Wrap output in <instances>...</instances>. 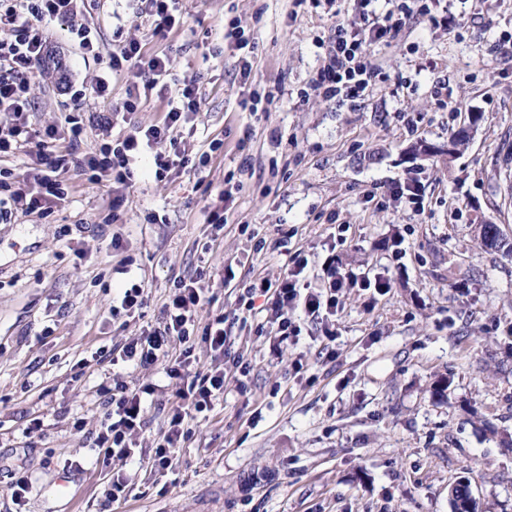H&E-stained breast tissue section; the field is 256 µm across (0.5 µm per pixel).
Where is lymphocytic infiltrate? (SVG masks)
<instances>
[{"label":"lymphocytic infiltrate","mask_w":512,"mask_h":512,"mask_svg":"<svg viewBox=\"0 0 512 512\" xmlns=\"http://www.w3.org/2000/svg\"><path fill=\"white\" fill-rule=\"evenodd\" d=\"M134 18L151 20L154 31L166 34L177 28L182 20L180 0H135ZM375 0H353L352 8L360 14L359 21L337 22L327 45L323 64L310 78L305 92L325 99L360 100L385 74L369 58L374 44L388 45L403 29L419 17L436 25L450 26L451 16L433 14L429 0H388L384 12H377ZM82 0H0V29L10 31V40L0 41V113L6 123L0 128V154L25 152L32 161L33 185L11 180L9 172L0 170V220L10 219L13 212H47L54 201L65 199L68 186L61 178L72 161V149L83 133L81 116H70L68 145L56 148L55 127L32 128L29 112L28 73L33 61L47 56V37L42 27L45 19L70 20L76 17ZM171 63L167 56H145L141 40L129 35L119 38L112 48L108 72L98 75L91 85L93 98L105 97L111 78L115 75L137 73L141 88H131L122 105L125 112H135L142 93L152 91L167 99V110L161 122L149 126L135 125L114 133L113 115L96 112L92 120L104 139L98 152L89 154L83 169L93 176L112 179V209L120 211L125 191L132 185L134 172L144 154H151L155 178H163L175 168L188 167L190 159L181 151L176 133L201 110V97L193 80H183L179 87L169 85ZM307 266L305 259H295L282 279H258L245 290L246 308H253L259 295L270 298L267 321L276 328L278 342H286L301 333L300 319L313 320L335 314L336 293L351 281V274L328 266L327 279L321 288L302 284ZM204 297L196 280L175 285L164 306V321L147 334L129 338L120 353L122 361L142 366L166 359L165 373L178 384L176 396L181 407L170 415L154 449V462L160 467L170 464L169 450L187 438L184 421L187 409L202 413L224 394V367L198 369L192 359L195 338H202L215 357H223L228 342L224 314L213 315L206 325H199L198 314ZM154 387L121 386L113 393L111 408L101 421L96 445L103 450V465H126L135 454V434L142 431L144 399L153 395Z\"/></svg>","instance_id":"f902f5d3"}]
</instances>
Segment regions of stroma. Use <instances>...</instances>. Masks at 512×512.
Returning <instances> with one entry per match:
<instances>
[{"mask_svg": "<svg viewBox=\"0 0 512 512\" xmlns=\"http://www.w3.org/2000/svg\"><path fill=\"white\" fill-rule=\"evenodd\" d=\"M448 7L457 32L420 18L371 47L387 78L355 102L299 96L337 18L293 0H181L183 23L163 37L133 20V0H85L75 22L97 29L95 56L71 23L44 22L66 72L33 63L34 127L66 130L77 104L66 82L107 70L117 29L134 22L147 54L170 56L173 83L191 78L199 89L197 126L182 135L190 158L216 138L224 150L198 171L136 177L116 220L111 178L81 171L102 143L89 125L69 198L0 221V512H451L448 491L464 477L478 512H512V450L501 444L512 437V257L477 235L496 224L512 240V0ZM232 21L253 37L252 85L285 90L269 111L242 105L249 87L224 43ZM440 80L458 114L436 105ZM462 130L467 147L447 157ZM420 142L436 154L414 153ZM407 177L425 188L422 212L367 202ZM224 189L218 230L205 207ZM298 254L312 287L332 256L386 288L337 292L334 341L305 320L298 344L277 348L256 330L265 298L243 315L238 287L278 280ZM193 278L208 299L199 322L229 317L224 395L189 418L163 470L151 457L176 383L162 364L97 356L161 325L175 282ZM124 281L144 289L127 323L112 314ZM119 384L156 391L139 436L144 459L126 466L128 495L112 503L95 438ZM22 474L33 491L19 505L10 486Z\"/></svg>", "mask_w": 512, "mask_h": 512, "instance_id": "35a3bbf8", "label": "stroma"}]
</instances>
